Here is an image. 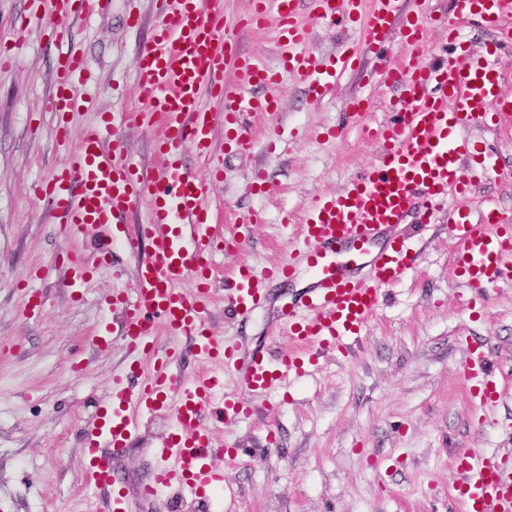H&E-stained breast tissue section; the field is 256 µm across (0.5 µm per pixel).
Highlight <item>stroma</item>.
Returning <instances> with one entry per match:
<instances>
[{"mask_svg": "<svg viewBox=\"0 0 512 512\" xmlns=\"http://www.w3.org/2000/svg\"><path fill=\"white\" fill-rule=\"evenodd\" d=\"M132 9L142 18L137 30L126 22ZM154 24L151 0H112L75 24L47 11L33 15L27 0H0V44L25 32L23 50L0 63V512H112L111 488L85 479L83 434L131 361L121 339L123 310L110 298L133 287L134 263L99 267L84 288H72L69 252L94 257L103 234L67 239L33 187L64 154L44 101L66 42L83 48L90 73L84 91L99 105L73 115L77 130L98 112L132 107L137 51ZM58 29L65 39L55 38ZM276 93L280 112L247 119L251 150L224 159L215 191L220 232L230 237L243 226L247 233L238 255L215 253L218 279L237 259L258 268L282 260L311 200L342 190L381 149L346 116L349 104L365 97L373 119L387 117L389 92L370 86L366 70L345 74L317 105L292 76ZM339 125L346 132L335 143L318 140L320 130ZM273 126L283 139L271 152L266 134ZM472 134L495 151L497 171L468 199L452 197L447 206L476 215L491 199L511 213L512 131L477 127ZM258 169L265 191L252 195L246 186ZM254 212L261 223H249ZM406 230L421 251L418 265L389 290L363 333L349 338L347 352H326L303 377L251 400L250 415L228 427L237 456L219 451L212 458L224 484L208 504L180 490L155 500L149 512H460L451 495L458 451L512 463V282L487 289L485 300L467 309L470 290L452 271L446 213L425 232L411 224ZM293 292L285 284L274 288L244 321L216 292L206 324L249 349L288 348L280 312ZM33 293L42 304L28 319L22 300ZM96 334L111 347L95 346ZM477 352L509 379L482 409L459 373ZM171 425L165 415L141 418L119 457L128 498L154 470L147 450Z\"/></svg>", "mask_w": 512, "mask_h": 512, "instance_id": "stroma-1", "label": "stroma"}]
</instances>
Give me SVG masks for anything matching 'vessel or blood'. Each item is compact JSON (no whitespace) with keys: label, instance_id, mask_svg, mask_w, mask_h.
<instances>
[{"label":"vessel or blood","instance_id":"obj_1","mask_svg":"<svg viewBox=\"0 0 512 512\" xmlns=\"http://www.w3.org/2000/svg\"><path fill=\"white\" fill-rule=\"evenodd\" d=\"M305 3L314 17L340 28H357L359 40L329 57L306 50L307 31L298 21L297 5ZM36 9L52 6L65 19H84L107 9L110 0H32ZM158 22L139 51L134 81L136 102L121 113L124 122L157 130L155 163L146 166L110 136L111 122L101 118L71 133L70 118L90 109L81 88L86 82L84 53L67 44L52 80L45 107L56 117L55 136L65 149L63 161L37 191L73 238L91 228L126 223L130 213L145 210L146 218L109 237L101 259L118 255L136 261L135 286L113 294L124 314L122 338L134 359L126 380L112 384V409L98 416L86 435L94 447L88 479L112 484V512H130L111 451L122 450L138 427L142 413L163 412L172 418L167 435L154 453L159 463L140 483L141 503L162 492L189 488L197 500L209 501L222 482L208 459L221 447L215 426L248 414L244 400L283 387L316 365L329 349L343 350L346 337L360 334L379 309L384 291L404 281L420 253L402 231L410 214L427 225L448 197L468 195L477 182L495 171L497 162L480 141L475 127L512 129V96L502 87L512 79L499 57L512 44V0H451L448 40L455 50L447 62L419 65L423 55L421 12L405 14L404 0H250L242 27H275L280 65L271 69L241 55L233 34L224 26L223 0H153ZM401 26L408 53L400 61L383 56L372 74L379 87L399 88L391 121L370 118L367 100L352 104L351 119L367 137L384 148L377 159L351 177L337 193L316 196L309 205L297 240L278 264L259 269L236 263L224 276V298L235 315L248 317L262 309L269 287L277 280H303L300 292L284 305L280 319L291 344L275 353L229 345L203 322L215 290L211 276L217 248L241 249L237 238L217 243L211 205L224 169L213 150L214 112L224 103L225 152L249 150L252 139L242 123L250 112L274 113L277 97L258 99V84H279L291 75L307 83L313 103L333 91L336 79L356 70L365 52L387 43ZM478 27L489 32L482 53L460 45L459 32ZM237 78L224 80L226 69ZM193 152L214 168L213 180L198 178L185 164ZM453 270L472 290L512 280V216L488 205L481 215L460 209L448 212ZM151 252L141 256L142 242ZM171 342L160 346L156 326ZM191 336L195 354L221 366L217 375L185 379L174 367L187 353L177 337ZM152 362L142 372V359ZM232 390H225V381ZM212 407L215 426L203 425L201 411ZM456 488L462 512H512V466L497 457L463 456Z\"/></svg>","mask_w":512,"mask_h":512}]
</instances>
